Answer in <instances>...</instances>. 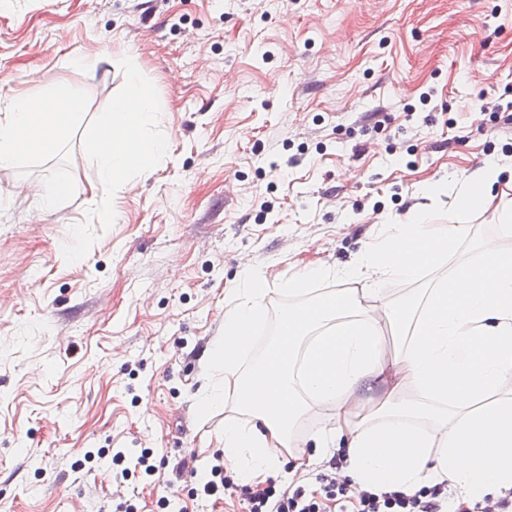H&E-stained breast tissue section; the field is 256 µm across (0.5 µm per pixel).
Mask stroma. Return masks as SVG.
<instances>
[{"instance_id": "stroma-1", "label": "stroma", "mask_w": 512, "mask_h": 512, "mask_svg": "<svg viewBox=\"0 0 512 512\" xmlns=\"http://www.w3.org/2000/svg\"><path fill=\"white\" fill-rule=\"evenodd\" d=\"M132 67L166 150L93 190L84 143ZM62 86L82 97L68 137L0 169V498L242 512L191 496L235 415L200 397L242 264L287 316L349 287L339 271L416 205L454 235L448 263L474 258L493 220L457 208L455 177L512 165V0H0V109ZM43 181L67 190L50 210ZM312 263L333 276L288 292Z\"/></svg>"}]
</instances>
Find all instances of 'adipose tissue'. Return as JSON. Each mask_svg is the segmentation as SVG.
I'll list each match as a JSON object with an SVG mask.
<instances>
[{
  "mask_svg": "<svg viewBox=\"0 0 512 512\" xmlns=\"http://www.w3.org/2000/svg\"><path fill=\"white\" fill-rule=\"evenodd\" d=\"M119 112L89 137L85 150L98 184L122 180L132 159L160 156L152 135L154 99L129 71ZM69 90L39 100L15 94L0 118V169L69 130L64 112L78 111ZM503 168L490 162L459 177L455 202L491 213L512 234V197L496 193ZM422 208L379 225L353 270L366 288L338 292L290 310L274 350L250 372L240 358L264 315L266 283L245 272L224 310V338L210 369H223L202 398L205 408L232 405L224 424V466L260 484L286 464H318L340 456L353 485L415 494L447 482L479 498L512 487V249L486 243L473 259L445 268L444 253ZM432 271L413 303L384 300L380 283ZM305 356H298V349ZM323 427L295 436L309 412Z\"/></svg>",
  "mask_w": 512,
  "mask_h": 512,
  "instance_id": "adipose-tissue-1",
  "label": "adipose tissue"
}]
</instances>
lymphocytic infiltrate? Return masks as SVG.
Instances as JSON below:
<instances>
[{"label": "lymphocytic infiltrate", "mask_w": 512, "mask_h": 512, "mask_svg": "<svg viewBox=\"0 0 512 512\" xmlns=\"http://www.w3.org/2000/svg\"><path fill=\"white\" fill-rule=\"evenodd\" d=\"M340 464V458L329 460L328 472L320 476L323 493L317 496L301 486L291 492L282 490L273 481L256 488L234 487L219 463L201 478L199 495L203 498L238 495L245 512H512V488L503 490L500 496L487 495L478 501L449 494L443 483L433 484L412 496L401 492L362 491L353 498L348 483L337 482L334 476Z\"/></svg>", "instance_id": "1"}]
</instances>
